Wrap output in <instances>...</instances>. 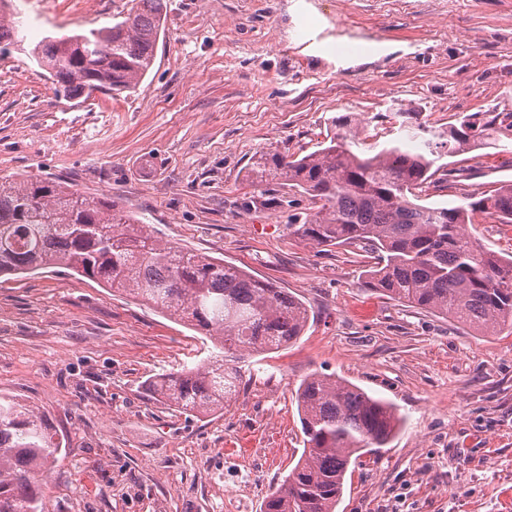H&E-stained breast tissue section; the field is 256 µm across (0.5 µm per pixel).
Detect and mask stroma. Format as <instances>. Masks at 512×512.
Returning a JSON list of instances; mask_svg holds the SVG:
<instances>
[{"mask_svg":"<svg viewBox=\"0 0 512 512\" xmlns=\"http://www.w3.org/2000/svg\"><path fill=\"white\" fill-rule=\"evenodd\" d=\"M29 42L111 25L131 0H19ZM327 44L308 48V25ZM431 204L512 181V0H167L152 71L132 90L56 95L0 52V177L58 178L145 215L163 241L286 289L310 320L248 357L222 411L157 401L150 379L208 357L206 336L63 268L0 280V394L65 446L45 512H263L303 451L296 391L313 373L395 406L390 443L346 475L337 512H501L512 494V335H483L371 291L357 247L288 226L308 204L244 176L260 151L301 156L333 134L374 154L444 141ZM470 129V123L465 121L460 125V128L450 127L448 130V143L445 142L444 145V148H448V156L463 152L471 146Z\"/></svg>","mask_w":512,"mask_h":512,"instance_id":"obj_1","label":"stroma"}]
</instances>
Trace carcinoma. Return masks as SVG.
I'll return each mask as SVG.
<instances>
[{"label": "carcinoma", "mask_w": 512, "mask_h": 512, "mask_svg": "<svg viewBox=\"0 0 512 512\" xmlns=\"http://www.w3.org/2000/svg\"><path fill=\"white\" fill-rule=\"evenodd\" d=\"M166 0H133L123 20L83 33L47 36L30 51L56 93L90 98L121 94L149 73L164 27ZM21 21L0 0V44L24 50ZM471 125L448 129V155L471 146ZM439 151L395 144L360 156L333 137L290 158L260 151L248 167L252 187L278 185L309 197L288 225L317 248L356 245L374 255L369 284L400 303L435 312L476 332L512 335V254L480 245L464 225L480 213L512 224V183L460 205L425 204ZM65 268L190 329L220 339L224 357L149 381L155 397L189 412L224 409L245 370L240 350H279L303 335L305 304L222 258L171 246L144 218L110 198L48 178L0 180V277L24 278ZM303 452L271 492L264 512H336L345 475L363 451L388 444L397 407L332 375L300 385ZM62 442L38 410L0 397V512H44L41 474L53 469Z\"/></svg>", "instance_id": "1"}]
</instances>
